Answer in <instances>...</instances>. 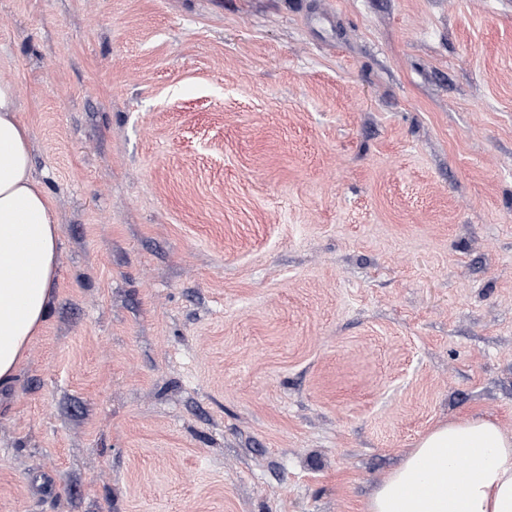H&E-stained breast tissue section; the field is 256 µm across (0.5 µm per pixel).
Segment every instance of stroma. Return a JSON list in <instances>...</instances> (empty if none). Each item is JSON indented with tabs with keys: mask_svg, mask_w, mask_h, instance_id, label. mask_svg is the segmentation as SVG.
I'll use <instances>...</instances> for the list:
<instances>
[{
	"mask_svg": "<svg viewBox=\"0 0 512 512\" xmlns=\"http://www.w3.org/2000/svg\"><path fill=\"white\" fill-rule=\"evenodd\" d=\"M60 224L0 512H360L512 432V0H0Z\"/></svg>",
	"mask_w": 512,
	"mask_h": 512,
	"instance_id": "stroma-1",
	"label": "stroma"
}]
</instances>
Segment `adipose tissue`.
<instances>
[{"label": "adipose tissue", "mask_w": 512, "mask_h": 512, "mask_svg": "<svg viewBox=\"0 0 512 512\" xmlns=\"http://www.w3.org/2000/svg\"><path fill=\"white\" fill-rule=\"evenodd\" d=\"M21 86L0 69V389L15 383L49 317L60 227L32 175ZM475 461L469 476L462 463ZM362 512H512V433L463 416L427 430L388 472Z\"/></svg>", "instance_id": "obj_1"}]
</instances>
